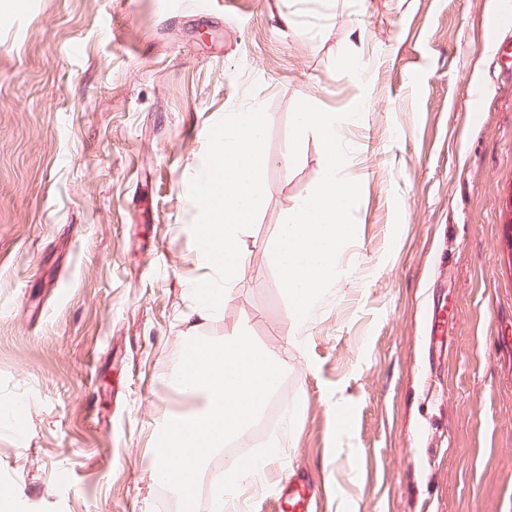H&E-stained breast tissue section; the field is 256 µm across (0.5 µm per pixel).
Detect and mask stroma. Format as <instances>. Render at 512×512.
<instances>
[{"label": "stroma", "instance_id": "1", "mask_svg": "<svg viewBox=\"0 0 512 512\" xmlns=\"http://www.w3.org/2000/svg\"><path fill=\"white\" fill-rule=\"evenodd\" d=\"M512 0H17L0 20V487L25 512H175L154 439L185 410L188 337L245 330L288 364L280 441L237 512H512V75L483 36ZM358 73L340 77V59ZM482 95L470 112L473 91ZM341 112L361 184L346 277L298 339L262 256L321 179L299 100ZM264 106V200L223 306L190 180L212 125ZM344 409L345 424L336 411ZM279 501L289 512H313L317 497L313 483L299 473L288 472L280 483Z\"/></svg>", "mask_w": 512, "mask_h": 512}]
</instances>
